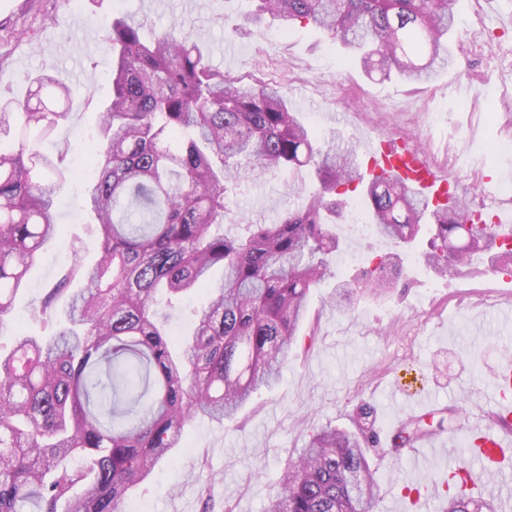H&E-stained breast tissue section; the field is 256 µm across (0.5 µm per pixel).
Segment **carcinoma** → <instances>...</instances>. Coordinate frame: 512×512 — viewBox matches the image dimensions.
<instances>
[{"instance_id":"carcinoma-1","label":"carcinoma","mask_w":512,"mask_h":512,"mask_svg":"<svg viewBox=\"0 0 512 512\" xmlns=\"http://www.w3.org/2000/svg\"><path fill=\"white\" fill-rule=\"evenodd\" d=\"M253 18L306 22L349 47L382 78L395 72L427 82L451 65L448 34L458 0H254ZM112 98L99 113L96 178L85 205L97 226L99 258L75 255L41 302L66 299L48 336L19 335L0 352V512H120L156 465L182 447L197 417L233 419L258 390L276 383L297 342L311 292L336 276L334 224L359 192L375 232L413 243L425 214L433 222L425 260L448 272V241L460 226L472 238L461 264L494 246L495 225L474 219L465 200L430 210L391 177L366 180L358 146L322 144L288 107L279 88L242 83L210 64L191 36L170 29L151 41L126 17L111 19ZM35 103L0 104V325L25 286L37 253L56 238V194L68 148L44 152L72 113L68 86L30 78ZM309 172L321 192L288 206L272 224L219 233L228 188L288 174V195L306 194ZM494 269L512 274V246ZM220 267L223 283L210 287ZM397 278L383 258L365 289L386 295ZM202 292L194 329L182 341L158 322L161 297ZM369 412L354 430L314 431L288 464L267 512H372L377 485L363 447ZM429 435L419 420L401 424L405 444ZM460 464L443 512H470Z\"/></svg>"}]
</instances>
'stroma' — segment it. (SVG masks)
Returning a JSON list of instances; mask_svg holds the SVG:
<instances>
[{
	"label": "stroma",
	"mask_w": 512,
	"mask_h": 512,
	"mask_svg": "<svg viewBox=\"0 0 512 512\" xmlns=\"http://www.w3.org/2000/svg\"><path fill=\"white\" fill-rule=\"evenodd\" d=\"M250 0H0V100L21 102L28 76L48 73L72 85L71 120L55 144L67 147L69 178L58 193L61 234L37 255L14 311L0 323V347L16 334L39 333L41 300L74 259V248L93 261L97 230L84 212L85 186L97 116L112 93L106 49L84 53L86 33L103 35L104 21L123 13L151 38L177 25L226 76L259 78L279 86L301 120L320 137L357 141L413 138L459 193L493 212L512 192V157L490 148L512 143V0H458L455 60L430 82L368 77L352 52L326 32L299 22L252 21ZM340 120H325V113ZM284 177L233 188L225 224H269L287 207ZM352 264L336 265V278L313 291L308 318L318 324L310 350L292 351L277 384L255 395L236 421L206 419L187 426L183 448L156 468L123 512H264L278 478L313 430L351 427L363 406L373 411L374 441L365 452L378 485L375 512H440L446 480L462 456L467 427L477 422L498 432L489 394L492 371L512 353V278L473 263L442 274L418 258L428 247L421 234L408 249L371 236L343 233ZM397 255L401 274L383 298L362 293L377 256ZM347 284L344 304L331 300L336 282ZM426 423L454 415L458 427L443 459L419 475L407 448H391L389 433L420 397Z\"/></svg>",
	"instance_id": "35a3bbf8"
}]
</instances>
